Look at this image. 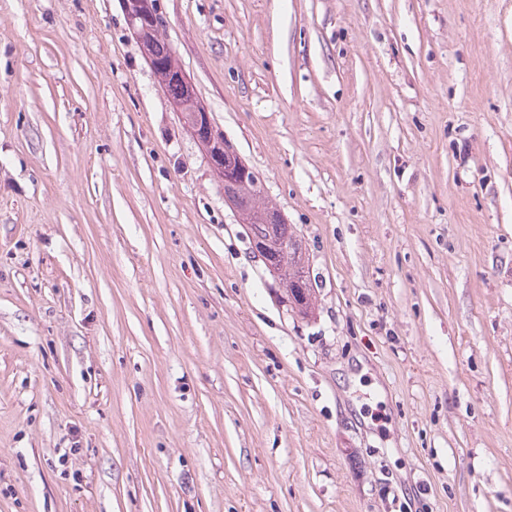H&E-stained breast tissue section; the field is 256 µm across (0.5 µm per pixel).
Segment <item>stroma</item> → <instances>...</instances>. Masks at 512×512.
Segmentation results:
<instances>
[{
    "label": "stroma",
    "mask_w": 512,
    "mask_h": 512,
    "mask_svg": "<svg viewBox=\"0 0 512 512\" xmlns=\"http://www.w3.org/2000/svg\"><path fill=\"white\" fill-rule=\"evenodd\" d=\"M160 5L315 307L120 0H0V512H512V0ZM192 112H195L189 124L187 125L190 133L200 144L211 161V168L215 176L224 182V187L234 189L239 184L249 182L253 187L254 194H261L254 198L252 204L242 211L240 217L241 224H245L246 235L249 240L271 237L270 224H266L264 219L265 212L276 209L275 206L266 201L264 194V185L260 177L247 166L234 146L224 138L221 131H217L210 122L207 109L199 102L193 104ZM279 239L288 241V257L286 260V256L284 254H275L271 252L267 241H255L253 242V247L255 253L261 257L267 267L271 269L279 261L283 262V260H285L278 268L276 276L279 283L283 286L287 299L290 302L292 292L294 291L295 286L299 283L298 275L300 270L305 268V259L302 252L301 242L298 240V237L291 225H281Z\"/></svg>",
    "instance_id": "35a3bbf8"
}]
</instances>
